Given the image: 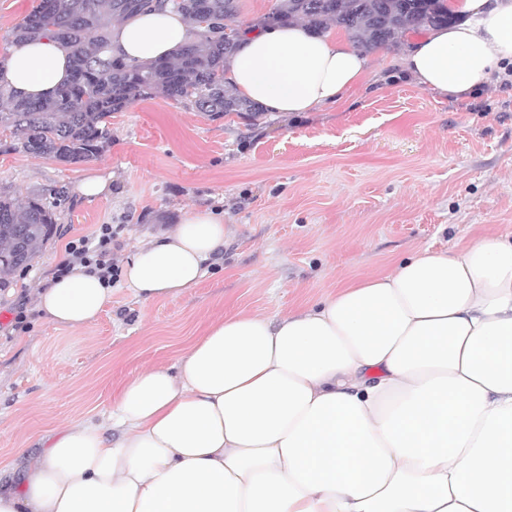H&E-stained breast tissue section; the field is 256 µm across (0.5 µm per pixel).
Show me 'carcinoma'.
<instances>
[{"instance_id":"cac0c4a2","label":"carcinoma","mask_w":512,"mask_h":512,"mask_svg":"<svg viewBox=\"0 0 512 512\" xmlns=\"http://www.w3.org/2000/svg\"><path fill=\"white\" fill-rule=\"evenodd\" d=\"M193 25L173 58L129 63L109 54L112 22L146 11L155 0H40L11 31L13 39L51 38L69 54L73 74L45 100H19L0 76V132L7 149L73 165L101 156L112 144L108 118L156 92L211 117L231 113L255 120L262 110L224 86V70L242 31L239 0H169ZM446 0H280L263 18L304 21L317 32H344L355 50L396 49L409 32L450 24ZM237 33H225V29ZM53 200L20 205L0 190V286L38 256L56 223L65 190Z\"/></svg>"}]
</instances>
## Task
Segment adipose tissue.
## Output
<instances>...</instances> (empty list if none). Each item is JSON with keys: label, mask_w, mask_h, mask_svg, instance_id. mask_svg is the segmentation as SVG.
Listing matches in <instances>:
<instances>
[{"label": "adipose tissue", "mask_w": 512, "mask_h": 512, "mask_svg": "<svg viewBox=\"0 0 512 512\" xmlns=\"http://www.w3.org/2000/svg\"><path fill=\"white\" fill-rule=\"evenodd\" d=\"M456 23L410 43L415 83L458 99L512 67V0H448ZM191 37L162 6L116 24L129 61ZM71 73L49 38L16 43L0 76L48 96ZM366 61L300 24L251 28L233 91L276 114L339 102ZM224 250L209 210L143 243L123 268L136 297H178ZM112 288L81 265L40 288L54 323H89ZM0 512H512V237L423 249L338 285L307 309L209 323L172 366L142 370L105 419L47 438Z\"/></svg>", "instance_id": "1"}]
</instances>
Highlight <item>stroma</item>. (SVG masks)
<instances>
[{"label": "stroma", "instance_id": "stroma-1", "mask_svg": "<svg viewBox=\"0 0 512 512\" xmlns=\"http://www.w3.org/2000/svg\"><path fill=\"white\" fill-rule=\"evenodd\" d=\"M366 60L367 81L314 112L213 118L158 94L113 113L97 159L0 151V190L23 202L66 190L40 255L0 290L1 482L18 480L19 449L38 455L48 433L100 421L122 384L173 364L226 314L282 317L395 258L512 234V71L458 102L408 79L402 53ZM97 171L111 173V194L79 196L77 181ZM203 208L224 218V254L197 287L143 302L117 274L111 303L81 328L37 311L69 241L119 226L122 267Z\"/></svg>", "mask_w": 512, "mask_h": 512}]
</instances>
